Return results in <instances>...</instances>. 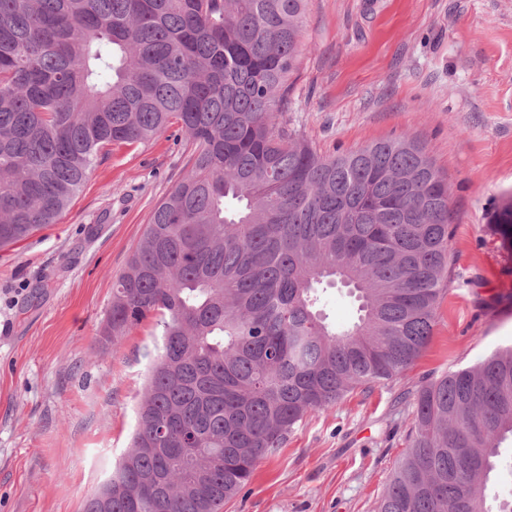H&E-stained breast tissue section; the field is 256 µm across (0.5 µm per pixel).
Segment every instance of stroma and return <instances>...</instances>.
Instances as JSON below:
<instances>
[{
    "mask_svg": "<svg viewBox=\"0 0 512 512\" xmlns=\"http://www.w3.org/2000/svg\"><path fill=\"white\" fill-rule=\"evenodd\" d=\"M288 127L324 156L407 138L448 181L437 325L407 376L309 412L223 512H374L406 447L408 393L512 345V0H311ZM178 127L102 154L62 218L0 250V512H81L136 424L152 322L99 332L155 206L189 170ZM506 246H512V201L499 206L493 213L492 223Z\"/></svg>",
    "mask_w": 512,
    "mask_h": 512,
    "instance_id": "35a3bbf8",
    "label": "stroma"
}]
</instances>
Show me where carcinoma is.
Segmentation results:
<instances>
[{"mask_svg": "<svg viewBox=\"0 0 512 512\" xmlns=\"http://www.w3.org/2000/svg\"><path fill=\"white\" fill-rule=\"evenodd\" d=\"M309 0H0V248L57 223L114 143L176 125L188 174L112 288L101 341L150 319L131 443L97 512H220L308 412L405 376L448 270V183L425 148L319 155L283 127ZM492 224L512 246V201ZM348 290L357 316L321 306ZM512 439V347L414 393L375 512L487 506ZM324 311L336 326L348 324L356 315V306L345 289L328 288L324 299Z\"/></svg>", "mask_w": 512, "mask_h": 512, "instance_id": "obj_1", "label": "carcinoma"}]
</instances>
